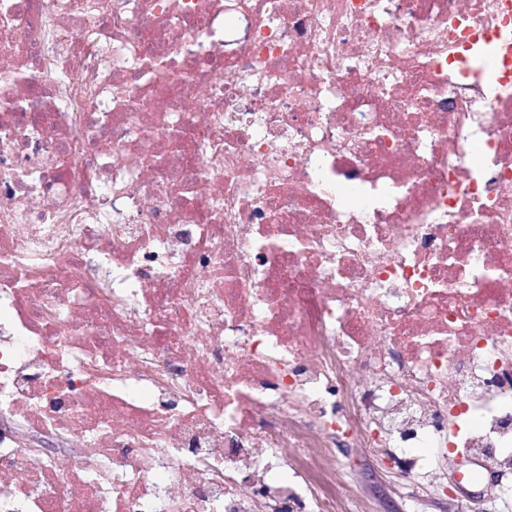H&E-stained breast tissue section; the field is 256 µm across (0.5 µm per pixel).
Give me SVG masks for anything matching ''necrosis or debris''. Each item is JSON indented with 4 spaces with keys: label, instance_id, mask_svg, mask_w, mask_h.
<instances>
[{
    "label": "necrosis or debris",
    "instance_id": "necrosis-or-debris-1",
    "mask_svg": "<svg viewBox=\"0 0 512 512\" xmlns=\"http://www.w3.org/2000/svg\"><path fill=\"white\" fill-rule=\"evenodd\" d=\"M77 3L0 0V512L511 492L512 0ZM388 450L369 451L341 444L336 458L343 464V481L355 497L367 505V512H411L402 475Z\"/></svg>",
    "mask_w": 512,
    "mask_h": 512
}]
</instances>
